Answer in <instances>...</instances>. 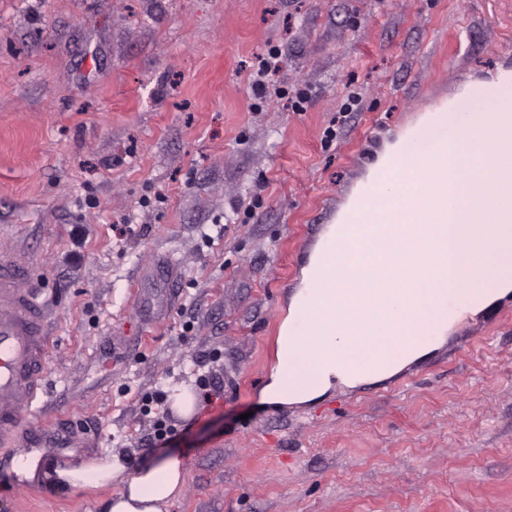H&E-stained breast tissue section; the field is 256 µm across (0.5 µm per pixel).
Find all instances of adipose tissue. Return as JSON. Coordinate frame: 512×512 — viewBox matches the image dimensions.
<instances>
[{"mask_svg":"<svg viewBox=\"0 0 512 512\" xmlns=\"http://www.w3.org/2000/svg\"><path fill=\"white\" fill-rule=\"evenodd\" d=\"M367 224H386L392 231L383 271L389 298L385 318L403 349L364 377L378 381L436 349L431 340L409 341L405 326L413 307L428 296L429 279L451 287L457 276H465L480 288L486 306L512 293V70L465 85L450 104L429 111L387 144L369 166L303 270V286L290 300V320L278 338L277 363L260 392L262 402H309L336 383L353 385L362 378L336 365L337 341L351 335L352 327L331 316L323 320L317 327L323 337L320 352L312 356L295 340L293 320L309 301L329 314L337 305L361 302V294L342 281L353 258L371 242L363 230ZM415 224H439L451 235L438 239L430 251L423 241L413 240L409 228ZM300 360L317 371L316 379L303 387L288 381ZM184 476L182 458L170 454L130 476L115 455L58 467L52 474L56 483L69 487L121 483L107 512H168Z\"/></svg>","mask_w":512,"mask_h":512,"instance_id":"obj_1","label":"adipose tissue"}]
</instances>
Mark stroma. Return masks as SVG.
Listing matches in <instances>:
<instances>
[{
    "mask_svg": "<svg viewBox=\"0 0 512 512\" xmlns=\"http://www.w3.org/2000/svg\"><path fill=\"white\" fill-rule=\"evenodd\" d=\"M511 67L512 0H0V248L54 333L24 421L78 442L22 477L24 433L0 441V512H106L112 488L44 471L164 453L169 512H512L511 297L413 380L260 400L322 225L420 113ZM202 375L220 395L145 444L144 397Z\"/></svg>",
    "mask_w": 512,
    "mask_h": 512,
    "instance_id": "35a3bbf8",
    "label": "stroma"
}]
</instances>
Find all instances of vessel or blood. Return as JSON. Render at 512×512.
Here are the masks:
<instances>
[{"mask_svg":"<svg viewBox=\"0 0 512 512\" xmlns=\"http://www.w3.org/2000/svg\"><path fill=\"white\" fill-rule=\"evenodd\" d=\"M384 248L374 243L357 257L361 277L366 280L370 314L362 318L353 339L343 348L349 367L369 370L378 367L385 346V327L376 317L384 295L379 288ZM36 275L33 263L18 253L0 252V438L13 436L32 409L42 388L41 362L49 356L54 338L48 329L46 299L27 289ZM318 311L307 305L298 319L296 332L309 351H316ZM70 437L59 430L36 431L29 443L31 454L46 456L72 447Z\"/></svg>","mask_w":512,"mask_h":512,"instance_id":"obj_1","label":"vessel or blood"}]
</instances>
